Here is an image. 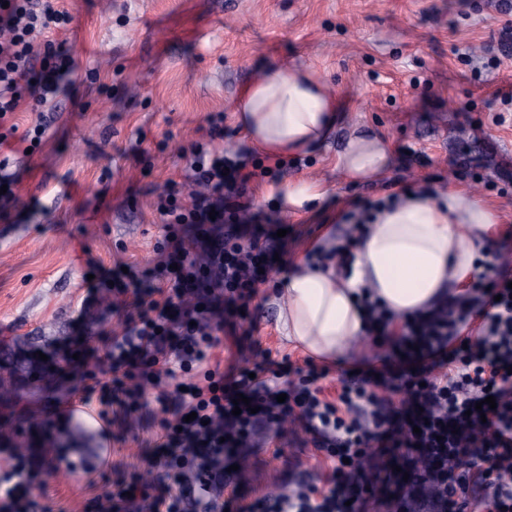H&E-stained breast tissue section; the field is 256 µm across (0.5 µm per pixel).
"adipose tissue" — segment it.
<instances>
[{
  "label": "adipose tissue",
  "mask_w": 512,
  "mask_h": 512,
  "mask_svg": "<svg viewBox=\"0 0 512 512\" xmlns=\"http://www.w3.org/2000/svg\"><path fill=\"white\" fill-rule=\"evenodd\" d=\"M339 110L336 95L316 71L277 63L261 67L234 107L252 146L284 158L305 156L321 145ZM390 157L386 139L356 135L338 166L348 180L363 181L385 171ZM500 222L481 197L453 188L436 196L405 194L373 216L349 279L302 264L280 281L288 338L316 357L333 356L360 338L362 311L354 297L360 285L396 314L426 308L445 289L471 282L478 250Z\"/></svg>",
  "instance_id": "ef3b65f1"
}]
</instances>
